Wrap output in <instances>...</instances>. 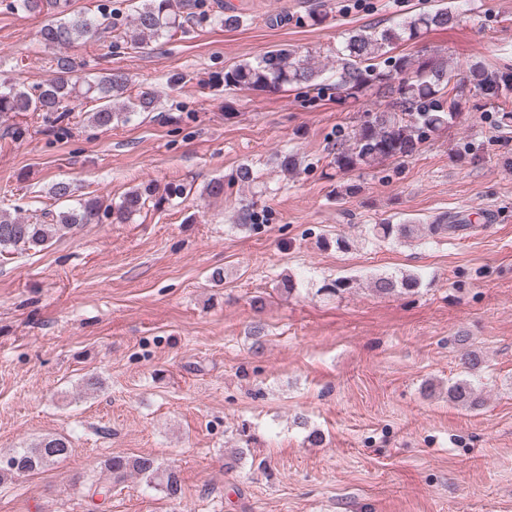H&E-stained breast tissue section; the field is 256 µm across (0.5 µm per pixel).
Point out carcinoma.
Here are the masks:
<instances>
[{
	"instance_id": "carcinoma-1",
	"label": "carcinoma",
	"mask_w": 512,
	"mask_h": 512,
	"mask_svg": "<svg viewBox=\"0 0 512 512\" xmlns=\"http://www.w3.org/2000/svg\"><path fill=\"white\" fill-rule=\"evenodd\" d=\"M466 0H450L448 5L422 10L394 21L381 30L375 27L348 33L336 55V82H319L321 69L314 66V56L300 55L294 49L280 48L264 54L255 62L239 63L224 71V86L247 90H266L283 85L304 86L336 91V98H356L368 91L392 98L384 110L366 113L365 119L336 142L332 164L339 172L374 166L384 160L406 158L418 151L431 134L458 120L465 112L469 93L476 89L487 99L509 101L512 97V72L489 69L481 62L465 70L437 56L429 61L416 60L394 50L434 28L454 25ZM192 0H140L121 38L135 49L146 50L162 39L174 36L183 27L184 13ZM14 9L26 13H51L54 21L40 30L45 47L62 51L80 40L98 39L106 30L96 14L69 12L67 0H16ZM383 59L379 65L376 60ZM54 77L30 94L13 85L0 83V115L10 112H52L62 119L70 112L69 103L78 99L99 102L91 121L100 127L126 124L138 112H152L157 99L149 93L132 97L127 94L128 76L111 71L93 79L72 76L68 58L54 56ZM146 186L124 194L119 202L102 207L96 197L80 199L58 212H45L36 221L0 210V256L37 249L79 224H94L101 214L114 224H126L152 199ZM458 228L440 218L433 224H374L370 234L380 240L400 244L427 232L441 238ZM421 284L414 274L377 275L369 282L370 290L381 297L406 295ZM458 355L463 375L448 386V402L469 410L482 408L487 397L481 384L485 364L483 352L469 344V337H457ZM70 440L62 435L47 436L29 448H19L10 455L0 472L20 476L65 460L71 454ZM104 468L115 483L136 474L148 485L177 501L183 496L179 475L161 469L149 455L112 456Z\"/></svg>"
}]
</instances>
